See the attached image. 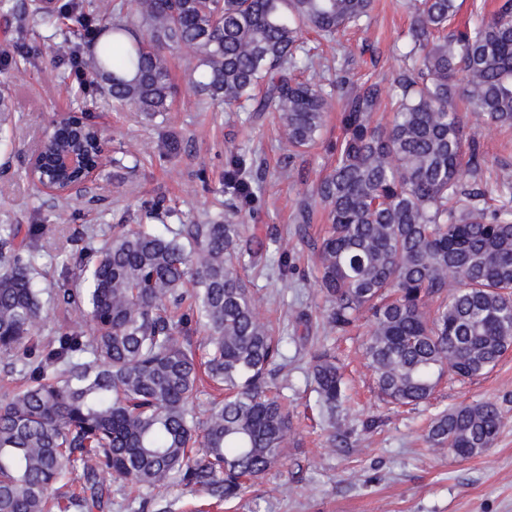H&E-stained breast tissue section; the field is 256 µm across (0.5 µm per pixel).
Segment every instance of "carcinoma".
I'll return each instance as SVG.
<instances>
[{
	"mask_svg": "<svg viewBox=\"0 0 512 512\" xmlns=\"http://www.w3.org/2000/svg\"><path fill=\"white\" fill-rule=\"evenodd\" d=\"M108 7L115 20L102 26L91 0H0L17 39L34 25L63 34L55 49L84 83L148 118L169 111L168 49L190 55L195 93L279 113L290 160L341 103L344 139L296 220L326 214V233L307 241L325 324L344 335L368 323L364 357L384 399L427 403L444 376H483L512 348V180L484 178L460 112L512 127V0L462 29L451 27L457 0H409L385 127L372 121L380 83L336 84L302 40L306 29L335 39L369 18L372 0ZM262 178L256 162L231 159L225 209L204 224L86 225L69 256L80 281L53 292L38 282L39 226L0 224V356L21 380L0 392V512H52L57 496L69 512H104L117 482L152 492L176 481L223 502L281 460L292 422L270 383L288 338L261 318L242 274L264 263L245 224ZM142 208L178 216L159 200ZM47 303L80 320L37 335ZM309 371L335 417L345 394L334 357L314 355ZM501 424L496 403L462 402L432 420L428 442L464 460L492 447Z\"/></svg>",
	"mask_w": 512,
	"mask_h": 512,
	"instance_id": "1",
	"label": "carcinoma"
}]
</instances>
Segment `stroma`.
<instances>
[{
  "mask_svg": "<svg viewBox=\"0 0 512 512\" xmlns=\"http://www.w3.org/2000/svg\"><path fill=\"white\" fill-rule=\"evenodd\" d=\"M411 16L406 0H375L369 18L349 35L347 46L322 45L329 68L351 81L372 79L389 85L393 55L401 47ZM15 37L11 18L0 14V90L11 98L15 126L0 145V224L41 227L45 258L39 280L49 289L76 280L79 271L63 260L86 224H139L145 200L160 199L195 224L219 209L229 160L245 152L265 171L261 190L246 218L249 235L263 242L269 264L288 254L294 275L269 269L247 272L262 314L288 338V364L274 378L292 416L293 433L284 458L262 484L219 507L173 486L163 489L180 512H512V350L487 374L465 383L445 379L430 403L394 408L380 396L363 356L362 333L341 336L325 329L326 304L314 281V257L293 220L296 203L334 162L343 137L342 110L325 115L320 141L291 159L279 136L276 113H250L203 102L190 88L184 51L170 50L173 103L164 120L148 121L135 107L116 108L111 97L81 88L77 77L54 81L50 66L69 69L65 56H52L48 30L28 36L27 61L7 58ZM86 109L105 128L109 152L136 153L134 177L104 165L91 196L71 199L58 216L46 196L23 177L37 140L72 114ZM485 153L488 181L512 178V129L485 125L469 115ZM292 166L293 178L282 174ZM327 351L344 374L345 398L336 424L319 414L308 376L312 355ZM497 401L503 422L492 448L460 460L430 447L427 432L437 413L462 402Z\"/></svg>",
  "mask_w": 512,
  "mask_h": 512,
  "instance_id": "1",
  "label": "stroma"
}]
</instances>
